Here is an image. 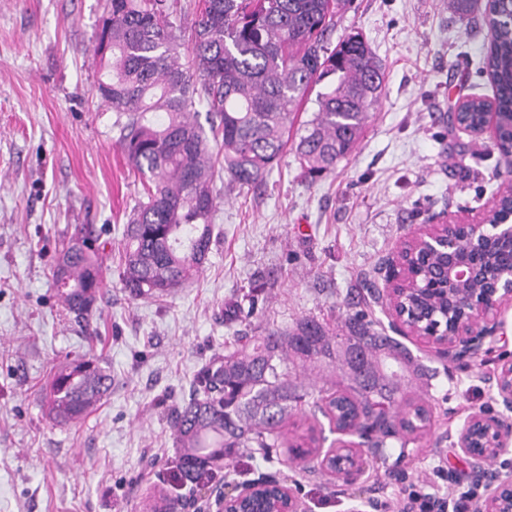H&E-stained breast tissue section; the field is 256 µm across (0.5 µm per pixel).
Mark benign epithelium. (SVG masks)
Returning a JSON list of instances; mask_svg holds the SVG:
<instances>
[{
  "label": "benign epithelium",
  "instance_id": "7a95c632",
  "mask_svg": "<svg viewBox=\"0 0 512 512\" xmlns=\"http://www.w3.org/2000/svg\"><path fill=\"white\" fill-rule=\"evenodd\" d=\"M474 136L497 138L495 113L483 114ZM499 209L500 196L497 195L478 212L436 217L415 227L388 257L385 288L392 322L408 328L412 335L442 351L450 362L478 357L486 339L495 336L501 328L502 322L498 319L501 305L512 301V277L507 280L500 275L490 277L484 263L477 258L489 238V220ZM420 247L430 258L439 259L432 271L448 300V326L444 330L438 325L425 330L411 323L406 312L396 305L397 297L407 292L406 286L412 281V268L420 266L417 255ZM496 388L505 412L496 416L473 413L465 419L458 434L457 447L479 465L496 461L502 449L512 441V362L501 366ZM346 451L350 460L341 462L340 473L364 467L359 453L345 445L330 450L323 460ZM255 498L266 502L265 512H305L290 489L272 479L248 483L235 495L221 496L217 499L219 512H247L246 505ZM483 512H512L511 481L490 485Z\"/></svg>",
  "mask_w": 512,
  "mask_h": 512
}]
</instances>
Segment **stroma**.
Returning a JSON list of instances; mask_svg holds the SVG:
<instances>
[{
    "mask_svg": "<svg viewBox=\"0 0 512 512\" xmlns=\"http://www.w3.org/2000/svg\"><path fill=\"white\" fill-rule=\"evenodd\" d=\"M107 0H0V512H150L192 496L214 512L224 485L284 482L306 512H374L408 481L436 490L434 466L481 481L456 448L463 421L496 409L494 376L512 361V305L489 354L450 362L403 337L430 370L406 392L430 424L392 442L361 473L306 472L287 449L235 451L205 489L173 479L170 417L196 371L240 333L354 313L389 327L376 301L379 267L412 230L445 212L481 210L506 187L493 141L449 128L456 101L494 92L482 73V12L462 20L448 0H350L336 33H362L386 73L363 138L335 170L310 179L286 153L249 192H219L199 277L161 299H132L119 278L127 215L143 189L118 142L116 114L96 92L92 42ZM90 224L107 247L104 295L66 313L52 280L62 241ZM97 358L112 389L81 421L55 423L47 385L72 360Z\"/></svg>",
    "mask_w": 512,
    "mask_h": 512,
    "instance_id": "35a3bbf8",
    "label": "stroma"
}]
</instances>
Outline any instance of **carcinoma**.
<instances>
[{
	"label": "carcinoma",
	"mask_w": 512,
	"mask_h": 512,
	"mask_svg": "<svg viewBox=\"0 0 512 512\" xmlns=\"http://www.w3.org/2000/svg\"><path fill=\"white\" fill-rule=\"evenodd\" d=\"M350 0H202L191 22L192 60L181 62L182 16L168 0H110L97 28L93 55L106 72L97 94L117 113L118 141L140 177L144 196L134 206L120 271L133 299L173 294L203 271L216 208L215 162L239 189L262 182L287 150L308 174L336 168L359 143L378 102L385 74L357 32L331 42L336 16ZM490 48L483 73L495 88L498 149L512 151V0H487ZM322 85L311 115L309 91ZM207 104L209 129L193 112ZM482 102L448 110V126L482 121ZM105 245L78 224L62 244L53 280L65 309L92 311L104 285ZM492 274L512 270V244L489 239ZM427 316L442 319L445 301L433 292L416 298ZM345 336H331L313 318L291 331L240 336L196 372L190 396L171 429L185 449L178 466L185 483L199 485L233 448L263 451L288 445L292 412L307 405L375 435L374 448L430 423L427 410L400 407L403 381L425 377L424 366L396 338L356 313ZM327 361L341 372L346 393L314 394L298 369ZM112 389V376L94 359H80L46 389L49 416L76 422Z\"/></svg>",
	"instance_id": "carcinoma-1"
}]
</instances>
